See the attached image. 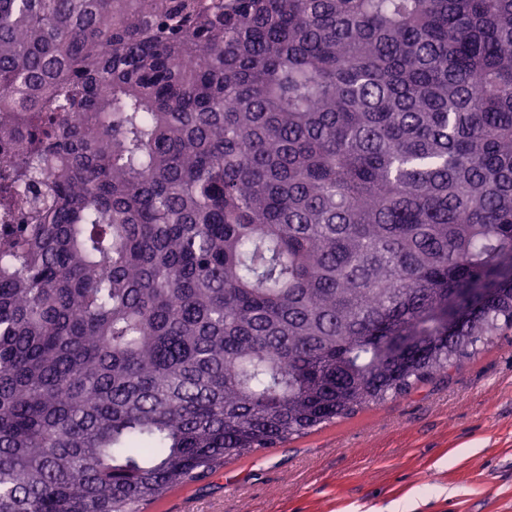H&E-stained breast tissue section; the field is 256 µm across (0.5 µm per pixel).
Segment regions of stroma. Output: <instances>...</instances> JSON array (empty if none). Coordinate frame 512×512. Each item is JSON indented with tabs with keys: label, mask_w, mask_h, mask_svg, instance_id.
<instances>
[{
	"label": "stroma",
	"mask_w": 512,
	"mask_h": 512,
	"mask_svg": "<svg viewBox=\"0 0 512 512\" xmlns=\"http://www.w3.org/2000/svg\"><path fill=\"white\" fill-rule=\"evenodd\" d=\"M154 512H512V331L449 377L229 462Z\"/></svg>",
	"instance_id": "obj_1"
}]
</instances>
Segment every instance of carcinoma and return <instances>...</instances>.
Returning <instances> with one entry per match:
<instances>
[{"mask_svg": "<svg viewBox=\"0 0 512 512\" xmlns=\"http://www.w3.org/2000/svg\"><path fill=\"white\" fill-rule=\"evenodd\" d=\"M0 512H127L512 330V0H0Z\"/></svg>", "mask_w": 512, "mask_h": 512, "instance_id": "1", "label": "carcinoma"}]
</instances>
